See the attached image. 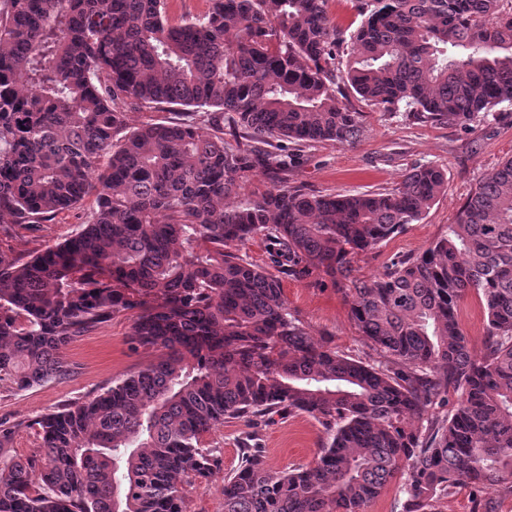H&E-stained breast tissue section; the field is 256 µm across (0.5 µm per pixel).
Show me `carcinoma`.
<instances>
[{"mask_svg":"<svg viewBox=\"0 0 512 512\" xmlns=\"http://www.w3.org/2000/svg\"><path fill=\"white\" fill-rule=\"evenodd\" d=\"M172 20L165 0H0V223L43 224L95 196L64 242L0 252V381L18 391L73 373L66 347L119 314L157 357L93 398L44 415L38 453L0 421V512H186L178 479L220 468L204 434L226 419L306 413L329 435L316 461L267 470L256 448L224 476V512H365L394 478L402 512H473L512 495V158L455 223L379 277L353 262L420 222L444 169L392 189L288 185L298 147L355 144L353 101L469 129L512 106L503 0H210ZM209 123L127 130L130 105ZM270 187L242 192L247 177ZM235 204L224 207V199ZM298 280L328 277L377 359L315 344L279 280L239 253L255 238ZM484 311L472 354L459 303ZM450 407L443 413L441 409Z\"/></svg>","mask_w":512,"mask_h":512,"instance_id":"cac0c4a2","label":"carcinoma"}]
</instances>
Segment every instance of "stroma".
<instances>
[{
	"instance_id": "35a3bbf8",
	"label": "stroma",
	"mask_w": 512,
	"mask_h": 512,
	"mask_svg": "<svg viewBox=\"0 0 512 512\" xmlns=\"http://www.w3.org/2000/svg\"><path fill=\"white\" fill-rule=\"evenodd\" d=\"M366 135L356 144L326 141L302 149L290 174V185L323 193L358 194L394 186L413 165L442 167L444 191L423 220L408 225L372 252L356 258L354 274L360 279L382 275L392 261L418 255L444 234L467 196L503 161L512 158V108L497 123H481L465 131L445 125L422 124L404 116L385 115L365 108ZM95 207L86 198L74 210L44 224H0V251L26 260L46 246L63 242ZM290 309L304 323L314 341L330 340L337 350L354 358H368L369 350L351 319L350 300L330 279L297 280L275 269ZM132 320L121 315L100 325L88 336L69 345L68 361L74 373L27 391L0 382V420L17 424L15 451L30 456L38 450L33 423L64 404L98 394L112 381L138 370L149 356L129 342ZM326 440L323 428L308 415L295 413L275 422L229 420L204 435L202 445L216 451L221 470L209 480L182 479L180 487L187 512H223L224 475L239 462L242 448L259 449L274 472L314 462Z\"/></svg>"
}]
</instances>
